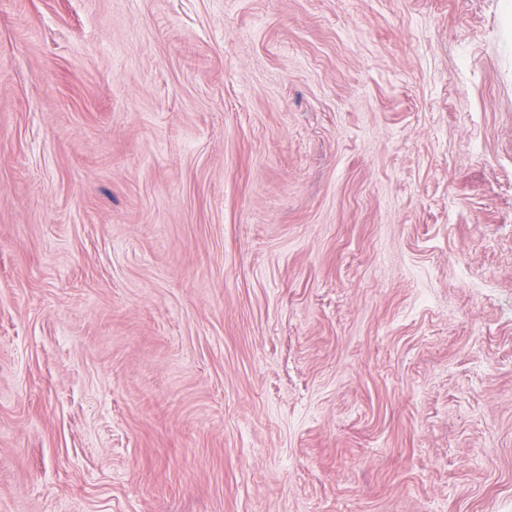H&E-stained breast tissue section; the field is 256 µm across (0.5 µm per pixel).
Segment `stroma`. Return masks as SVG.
<instances>
[{"label":"stroma","instance_id":"obj_1","mask_svg":"<svg viewBox=\"0 0 512 512\" xmlns=\"http://www.w3.org/2000/svg\"><path fill=\"white\" fill-rule=\"evenodd\" d=\"M0 512H512V0H0Z\"/></svg>","mask_w":512,"mask_h":512}]
</instances>
